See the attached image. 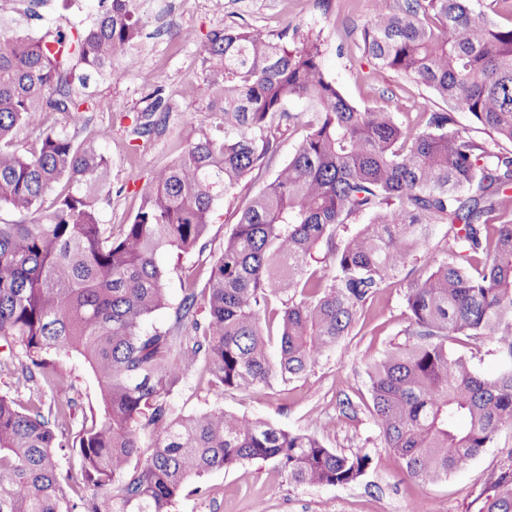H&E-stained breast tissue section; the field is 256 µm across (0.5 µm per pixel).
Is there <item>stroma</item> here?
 Here are the masks:
<instances>
[{"instance_id": "stroma-1", "label": "stroma", "mask_w": 512, "mask_h": 512, "mask_svg": "<svg viewBox=\"0 0 512 512\" xmlns=\"http://www.w3.org/2000/svg\"><path fill=\"white\" fill-rule=\"evenodd\" d=\"M34 2L35 10L22 17L19 27L23 33L40 36L56 26L90 24L98 0ZM375 7V0H145L146 24L137 45L140 66L129 69L118 57L101 77L76 68L72 81L87 100L86 112L49 116L50 124L80 140L108 129L102 148L110 161L112 189L99 202L103 223H128L152 171L172 161L188 136L186 113L206 117L201 51L211 29L253 25L275 36L290 26L298 37L320 36L326 71L360 109L384 107L411 122L422 105L441 108V101L428 89L379 70L364 52L361 30ZM160 72L166 77L164 97L171 112L145 141L135 138L132 127L149 105L153 78ZM260 186V181L247 179L217 200L204 253L164 255L169 306L155 316V324H173L184 283L204 288L209 265L221 255L237 212ZM424 265L421 253L411 255L363 310L338 350L308 375L270 388L228 391L220 397L209 393L205 381L195 376L173 396L177 411L184 414L221 407L283 429L316 432L341 452L366 450L372 464L356 484L297 487L271 463L246 462L200 478L202 493L183 497L176 512H480L490 480L512 461V431H502L494 445L446 481L425 486L411 479L401 460L384 447L367 409L366 367L390 346L405 342L403 295ZM345 397L357 405L356 416H339L337 403Z\"/></svg>"}]
</instances>
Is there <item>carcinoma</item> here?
Here are the masks:
<instances>
[{
	"label": "carcinoma",
	"instance_id": "cac0c4a2",
	"mask_svg": "<svg viewBox=\"0 0 512 512\" xmlns=\"http://www.w3.org/2000/svg\"><path fill=\"white\" fill-rule=\"evenodd\" d=\"M134 2L99 0L92 25L51 40L0 14V210L19 216L0 220V343L35 387L25 401L0 394V512H175L202 491L188 490L192 479L249 461L273 463L297 486L356 483L367 452L222 408L185 415L172 397L195 374L217 395L308 375L438 224L448 225V251L406 288L408 340L366 375L384 447L418 482L447 480L512 430V151L498 148L512 143V27L495 24L481 0H381L364 51L448 105L425 108L412 127L349 102L317 37L211 30L209 118L187 117L181 154L153 171L137 212L114 229L98 208L111 184L100 146L109 132L79 141L46 116L82 112L71 61L104 71L137 44ZM163 91L156 81L138 136L166 122ZM456 108L489 138L459 128ZM23 126L42 129L26 154L12 145ZM298 129L291 157L224 239L206 316L195 318L198 294L185 287L174 323H150L168 307L160 256L203 251L214 202L261 175ZM358 217L367 222L336 240ZM461 336L495 343L496 375L450 349ZM69 361L100 394L76 431ZM65 458L76 473L62 472ZM481 512H512V464Z\"/></svg>",
	"mask_w": 512,
	"mask_h": 512
}]
</instances>
